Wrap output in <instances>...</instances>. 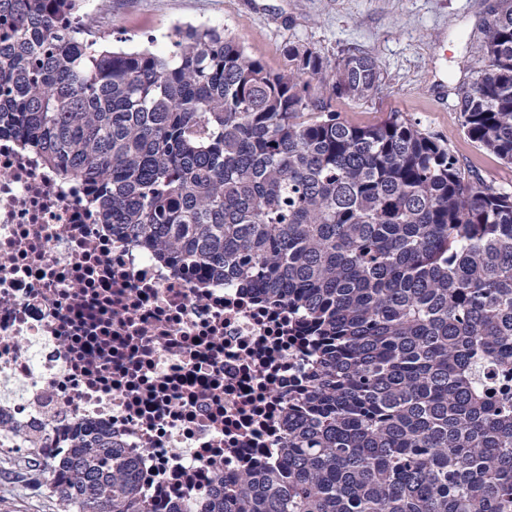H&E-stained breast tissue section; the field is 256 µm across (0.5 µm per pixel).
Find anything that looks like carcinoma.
Segmentation results:
<instances>
[{
    "instance_id": "1",
    "label": "carcinoma",
    "mask_w": 512,
    "mask_h": 512,
    "mask_svg": "<svg viewBox=\"0 0 512 512\" xmlns=\"http://www.w3.org/2000/svg\"><path fill=\"white\" fill-rule=\"evenodd\" d=\"M84 0H0V133L93 182L98 219L187 271L296 308L317 343L283 460L241 471L210 512H512V191L394 112L358 126L367 53L290 44L278 71L221 26L165 56L87 32ZM464 134L512 165V0L484 19ZM24 451L14 482L57 512H146L134 464L75 436ZM60 471L61 481L52 476Z\"/></svg>"
}]
</instances>
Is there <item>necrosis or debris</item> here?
Masks as SVG:
<instances>
[{"label":"necrosis or debris","mask_w":512,"mask_h":512,"mask_svg":"<svg viewBox=\"0 0 512 512\" xmlns=\"http://www.w3.org/2000/svg\"><path fill=\"white\" fill-rule=\"evenodd\" d=\"M314 341L300 316L99 223L88 180L0 136V435L51 459L110 437L152 512L280 461Z\"/></svg>","instance_id":"4bbe7bcc"}]
</instances>
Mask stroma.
<instances>
[{"mask_svg": "<svg viewBox=\"0 0 512 512\" xmlns=\"http://www.w3.org/2000/svg\"><path fill=\"white\" fill-rule=\"evenodd\" d=\"M492 0H94L110 19V41L122 49L166 52L177 25L224 27L269 69L287 63L288 45L330 60L371 54L378 91L337 98L336 111L355 125H376L398 112L447 143L460 164L512 191V165L478 149L462 132L458 93L473 80L481 26ZM0 512H53L45 490H20L0 479Z\"/></svg>", "mask_w": 512, "mask_h": 512, "instance_id": "obj_1", "label": "stroma"}]
</instances>
